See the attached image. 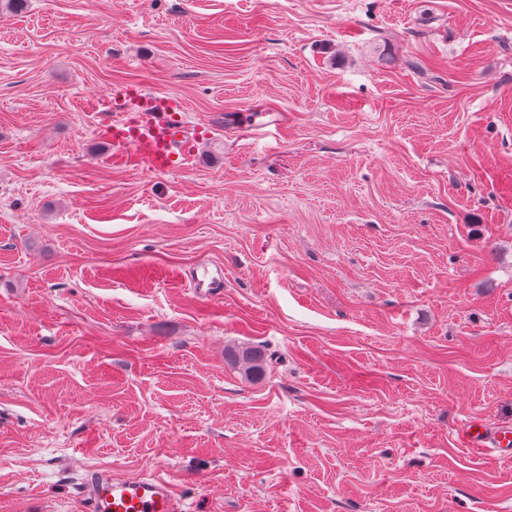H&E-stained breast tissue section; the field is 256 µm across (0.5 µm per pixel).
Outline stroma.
Listing matches in <instances>:
<instances>
[{"label": "stroma", "instance_id": "stroma-1", "mask_svg": "<svg viewBox=\"0 0 512 512\" xmlns=\"http://www.w3.org/2000/svg\"><path fill=\"white\" fill-rule=\"evenodd\" d=\"M182 99L177 172L104 94ZM267 357L250 381L224 360ZM512 0L0 13V512H512ZM224 359L242 370L246 378L260 379L265 372V354L257 347L240 344L224 351ZM464 437L470 448L481 453L487 450L498 453L512 450V428L492 431L470 422L465 428ZM89 512H183L173 484L162 477L114 479L106 471L88 473Z\"/></svg>", "mask_w": 512, "mask_h": 512}]
</instances>
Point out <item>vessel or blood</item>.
I'll return each mask as SVG.
<instances>
[{
	"label": "vessel or blood",
	"instance_id": "1",
	"mask_svg": "<svg viewBox=\"0 0 512 512\" xmlns=\"http://www.w3.org/2000/svg\"><path fill=\"white\" fill-rule=\"evenodd\" d=\"M130 116L112 125L114 145L129 149L131 158L145 160L157 171L180 170L194 157V139L176 118L185 106L180 99L159 93L126 94ZM464 437L477 451L512 450V428L489 430L467 424ZM85 496L90 512H183L173 484L162 476L115 479L106 471L89 473Z\"/></svg>",
	"mask_w": 512,
	"mask_h": 512
}]
</instances>
